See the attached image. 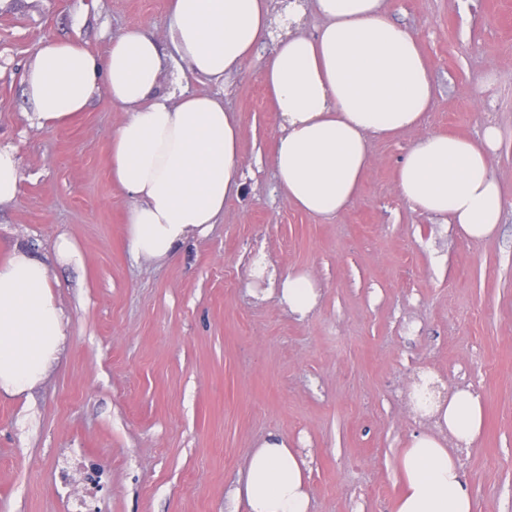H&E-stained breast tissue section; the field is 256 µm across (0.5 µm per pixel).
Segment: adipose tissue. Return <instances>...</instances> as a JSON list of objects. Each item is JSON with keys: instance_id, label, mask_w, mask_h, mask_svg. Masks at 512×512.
<instances>
[{"instance_id": "ef3b65f1", "label": "adipose tissue", "mask_w": 512, "mask_h": 512, "mask_svg": "<svg viewBox=\"0 0 512 512\" xmlns=\"http://www.w3.org/2000/svg\"><path fill=\"white\" fill-rule=\"evenodd\" d=\"M323 19L314 35L300 31L298 0L288 27L266 58L261 78L279 120L273 162L286 200L310 215L347 208L370 165L368 139L419 125L436 87L420 44L388 15L386 0H314ZM164 40L143 25L128 27L108 51L81 41L48 40L23 73L26 117L60 123L96 96L128 117L111 136L112 179L133 200L127 224L139 257L167 261L183 243L216 224L244 192L243 127L217 86L239 72L278 19L271 0H167ZM178 86L163 90L165 66ZM213 84L190 93L187 77ZM500 136L485 126L479 139L428 134L404 156L397 174L403 200L416 211L457 225L467 238H491L504 196L490 156ZM250 276L304 316L317 305L318 284L306 272L278 276L265 255ZM64 341L62 313L49 268L24 251L0 265V391L11 396L37 384ZM434 418L435 433L412 436L399 458L403 490L396 512H473V499L450 449L470 445L483 427V406L468 389L447 400L414 395ZM308 464L285 440L271 438L249 456L242 484L230 492L232 512H308Z\"/></svg>"}]
</instances>
